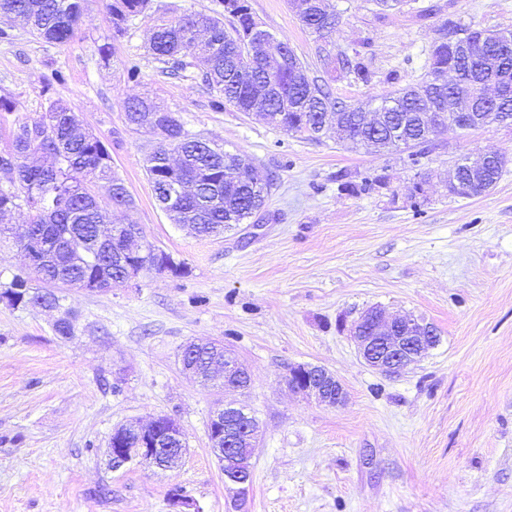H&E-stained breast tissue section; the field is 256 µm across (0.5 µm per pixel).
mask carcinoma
Segmentation results:
<instances>
[{
	"label": "carcinoma",
	"mask_w": 512,
	"mask_h": 512,
	"mask_svg": "<svg viewBox=\"0 0 512 512\" xmlns=\"http://www.w3.org/2000/svg\"><path fill=\"white\" fill-rule=\"evenodd\" d=\"M111 17L112 36L125 32L127 22L146 15L151 0H101ZM221 10L212 15L187 14L178 19L154 20L148 52L172 74L183 70L185 58L195 60L202 80L217 94L218 108L230 104L238 111L272 112L276 127L288 133L320 140L311 132L325 112H341L351 133L343 144L373 154V145L408 152L406 163L418 165L423 147L435 129L426 119L428 97L440 105L450 95L475 102L482 120L493 112L512 113V96L498 104L483 94L488 84L505 83L512 89V43L501 32L453 20L444 23L439 39L426 60L427 73L420 83L398 87L382 99L376 110L389 114L375 127L361 125L363 108L331 98L293 50L269 71L273 55L256 44V26L248 0H218ZM0 15L21 19L30 32L44 40L64 45L87 18V0H0ZM231 18V30L224 17ZM315 34L336 25V11L320 0L301 17ZM498 59L495 69L484 60ZM326 65L354 82L368 84L372 72L365 53L358 49L324 58ZM125 123L133 130H161L164 138L148 155L146 172L153 183L155 199L167 198L176 184L183 193L165 208L174 224H191L199 236H221L260 211L271 183L259 179L252 159L230 153L186 128L178 113L148 97L123 101ZM8 151L13 159L9 185H0V214L23 212L19 227L29 241L31 271L43 283L94 290L125 269L137 264L156 271L184 275V266L148 244L142 254L125 253L122 224L108 225V210L127 209L133 201L123 179L112 169V157L100 137L79 124L70 108L50 99L36 118L17 119L11 128ZM338 189L350 195L385 185L383 177L356 181L347 170L336 174ZM12 306L59 305L54 292H39L28 277L13 276L0 299Z\"/></svg>",
	"instance_id": "obj_1"
}]
</instances>
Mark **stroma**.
<instances>
[{
  "label": "stroma",
  "instance_id": "35a3bbf8",
  "mask_svg": "<svg viewBox=\"0 0 512 512\" xmlns=\"http://www.w3.org/2000/svg\"><path fill=\"white\" fill-rule=\"evenodd\" d=\"M329 2L340 23L320 37L295 0H249L274 39L352 103L389 96L392 71L404 84L422 80L447 19L512 31V0ZM214 4L151 0L150 15L116 37L101 0H89L88 20L64 45L0 19V96L19 118L43 112L47 99L66 102L109 145L134 200L126 219L187 268L145 269L135 285L107 292L55 287L74 313L68 340L53 331L54 311L0 301V512H173L176 493L199 512H512V130H445L412 169L395 153L354 152L331 134L310 141L215 109L197 68L164 75L146 51L154 18ZM360 46L370 83L325 66L324 52ZM128 96L153 98L194 133L251 157L273 182L260 223L208 238L172 223L144 169L161 136L126 125ZM488 147L506 161L502 178L479 197L449 195L451 166ZM342 169L387 185L342 193ZM421 179L426 201L416 209L410 194ZM373 306L423 318L437 346L401 374L372 369L347 328ZM192 339L233 349L249 388L185 375L178 356ZM297 364L334 373L346 402L327 407L292 392L286 376ZM227 402L247 405L262 433L240 505L210 450V418ZM159 415L183 431L177 466L112 469L113 431Z\"/></svg>",
  "mask_w": 512,
  "mask_h": 512
}]
</instances>
